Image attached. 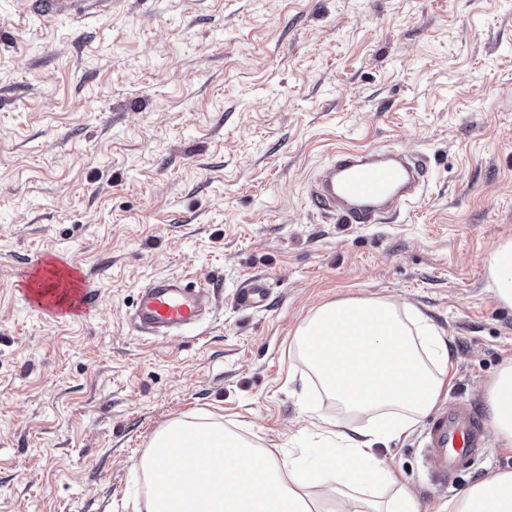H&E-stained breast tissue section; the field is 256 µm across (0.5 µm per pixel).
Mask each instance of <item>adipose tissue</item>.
<instances>
[{"mask_svg": "<svg viewBox=\"0 0 512 512\" xmlns=\"http://www.w3.org/2000/svg\"><path fill=\"white\" fill-rule=\"evenodd\" d=\"M488 285L512 310V239L486 259ZM295 345L329 398L368 416L363 426L306 409L311 423L338 439L311 465L305 453L287 462L219 421L176 419L156 431L139 467L149 491L142 512H420L411 489L373 447L408 432L439 403L448 384V346L418 310L382 298L324 303L299 324ZM488 423L512 447V359L485 386ZM333 484L342 497L323 508L308 493ZM386 488L382 500L359 488ZM438 512H512V470L489 473L444 502Z\"/></svg>", "mask_w": 512, "mask_h": 512, "instance_id": "ef3b65f1", "label": "adipose tissue"}]
</instances>
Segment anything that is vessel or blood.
<instances>
[{"label":"vessel or blood","mask_w":512,"mask_h":512,"mask_svg":"<svg viewBox=\"0 0 512 512\" xmlns=\"http://www.w3.org/2000/svg\"><path fill=\"white\" fill-rule=\"evenodd\" d=\"M427 183L423 156L376 148L339 147L325 169L311 180L307 202L319 213L345 224H377L401 213L421 197ZM41 288L27 283L30 268L17 270L16 294L41 315L63 320L91 309L94 296L83 269L65 255L50 253L41 262ZM268 291L263 282L247 280L237 294L239 305L264 307ZM215 291L185 275H166L139 288L133 323L146 336H178L192 330L214 311ZM484 431L476 411L467 405L437 412L429 421L424 464L430 479L448 484L479 457Z\"/></svg>","instance_id":"vessel-or-blood-1"}]
</instances>
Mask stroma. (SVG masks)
I'll use <instances>...</instances> for the list:
<instances>
[{"label":"stroma","mask_w":512,"mask_h":512,"mask_svg":"<svg viewBox=\"0 0 512 512\" xmlns=\"http://www.w3.org/2000/svg\"><path fill=\"white\" fill-rule=\"evenodd\" d=\"M424 154L428 190L382 224L313 211L335 145ZM512 239V0H112L53 18L0 0V512H134L154 433L207 417L276 456L323 444L299 397L327 398L294 332L350 297L411 305L448 345L444 406L485 412L512 358V310L485 260ZM64 253L96 306L54 321L16 268ZM214 286L199 335L145 338L136 292ZM250 278L265 307H239ZM425 423L375 445L438 507L512 452L489 441L427 482Z\"/></svg>","instance_id":"35a3bbf8"}]
</instances>
